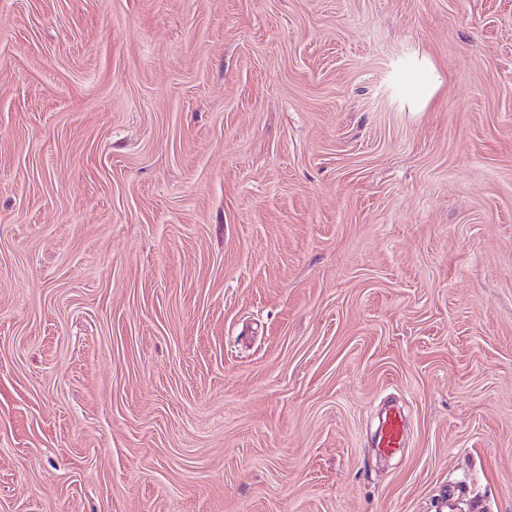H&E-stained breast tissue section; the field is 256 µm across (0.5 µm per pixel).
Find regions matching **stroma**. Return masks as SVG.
Returning a JSON list of instances; mask_svg holds the SVG:
<instances>
[{"label": "stroma", "instance_id": "stroma-1", "mask_svg": "<svg viewBox=\"0 0 512 512\" xmlns=\"http://www.w3.org/2000/svg\"><path fill=\"white\" fill-rule=\"evenodd\" d=\"M452 487L512 512V0H0V512ZM407 432L408 422L403 410L392 408L382 419L374 448L386 456L397 455L404 448Z\"/></svg>", "mask_w": 512, "mask_h": 512}]
</instances>
